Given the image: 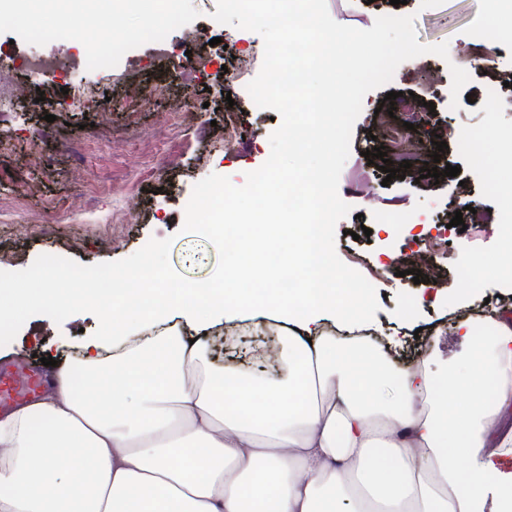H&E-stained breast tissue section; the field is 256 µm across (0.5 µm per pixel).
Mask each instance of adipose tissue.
Instances as JSON below:
<instances>
[{
    "label": "adipose tissue",
    "instance_id": "adipose-tissue-1",
    "mask_svg": "<svg viewBox=\"0 0 512 512\" xmlns=\"http://www.w3.org/2000/svg\"><path fill=\"white\" fill-rule=\"evenodd\" d=\"M271 231L256 208L215 234L236 255L220 288L170 291L152 270L136 271L157 307L113 297L111 331L79 344L74 365L37 400L0 415V512H512V473L491 462L512 455V317L486 315L496 336L486 346L475 342V318L456 322L472 347L448 375L466 395L456 414L424 366L362 395L354 348L324 332L329 321L349 334L362 328L328 272L331 225L296 239ZM289 267L303 285L284 295L274 284ZM172 316L201 327L277 319L288 372L213 368L200 343L168 326ZM146 326L157 334L131 340ZM76 367L107 384V408L77 390ZM489 379L492 406L482 400ZM81 469L88 479H71Z\"/></svg>",
    "mask_w": 512,
    "mask_h": 512
}]
</instances>
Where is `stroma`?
<instances>
[{
  "label": "stroma",
  "mask_w": 512,
  "mask_h": 512,
  "mask_svg": "<svg viewBox=\"0 0 512 512\" xmlns=\"http://www.w3.org/2000/svg\"><path fill=\"white\" fill-rule=\"evenodd\" d=\"M338 23L367 29L382 15L414 16L418 40L447 43L448 58L433 54L403 62L388 87L368 92L354 127L351 152L340 175L339 195L353 208L337 224L336 252L341 260L357 253L359 271L381 270L373 285L379 309L370 323L382 351L386 372L399 376L418 360L428 363L435 380L469 355L451 323L484 311L486 306H512V281L489 276L484 260L495 257L512 238L499 222L503 210L497 181L505 163L492 149L495 136L512 135V47L484 42L491 21L512 23V5L490 0H327ZM145 9L178 11L181 23L167 32L171 58H160L149 36L127 42L112 68L80 75L72 81L34 76L21 68L35 51L66 58L69 49L91 40L88 32L71 34L68 47L36 42L19 27L11 12H0V76L23 88L25 99L0 109V202L16 195L27 199L13 223H0V270L27 268L39 255L53 254L83 265L127 258L150 239H170L172 268L192 280L213 272L218 255L203 237L183 231L185 208L194 185L210 174L244 183L270 154L269 137L279 126L269 113L254 111L247 84L258 74L263 40L254 32L216 22V0H146ZM483 43L492 58L493 75L470 69L465 98L451 108L449 66L460 63L464 48ZM192 65H184L185 53ZM165 84L167 91L147 107L126 99L134 87ZM414 92L433 102L435 110L422 126L418 165L403 177L386 178L369 164L367 150L383 146L375 110L387 92ZM115 98L104 110L102 96ZM191 105L196 133H187L175 107ZM243 130L242 140L228 138L224 122ZM448 148L437 152L434 138ZM436 162L438 170L459 168L456 177H422L420 165ZM137 201L135 219L112 221L114 212ZM486 209L488 221L458 230L450 224L467 202ZM380 210L411 216L408 224H379ZM369 228L371 237L361 236ZM448 241L437 252L442 270L437 283L417 284L400 276L398 257L420 241L437 235ZM98 319L79 313L55 323L35 315L8 344L6 359L16 378H23L34 357L63 360L72 343L91 337ZM280 326L273 320L216 322L206 344L214 365H235L234 345L263 336L279 343Z\"/></svg>",
  "instance_id": "1"
}]
</instances>
